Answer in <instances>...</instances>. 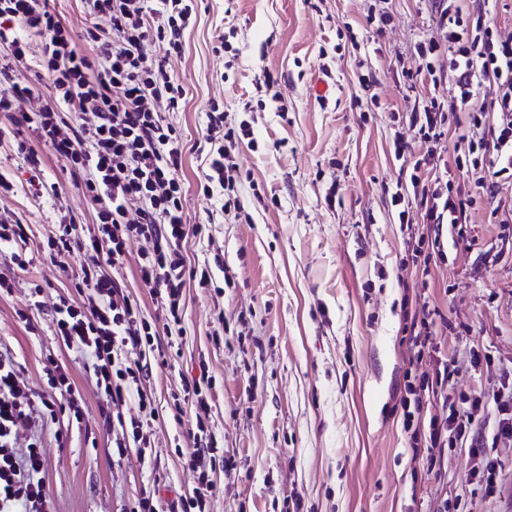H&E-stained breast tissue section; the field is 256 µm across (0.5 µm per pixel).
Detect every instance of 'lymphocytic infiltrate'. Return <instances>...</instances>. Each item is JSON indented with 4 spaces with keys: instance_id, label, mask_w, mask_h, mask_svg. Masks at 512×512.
I'll list each match as a JSON object with an SVG mask.
<instances>
[{
    "instance_id": "f902f5d3",
    "label": "lymphocytic infiltrate",
    "mask_w": 512,
    "mask_h": 512,
    "mask_svg": "<svg viewBox=\"0 0 512 512\" xmlns=\"http://www.w3.org/2000/svg\"><path fill=\"white\" fill-rule=\"evenodd\" d=\"M92 13L108 17L109 28L88 25L74 30L52 11L49 0H0V45L10 58L0 57V112L11 113V129L0 127V141L9 140L26 163L32 179L43 172V158L30 144L38 139L63 158L82 177L84 195L99 205L93 230L80 231L72 219L60 218L48 247L53 259L81 254L84 261L77 289L86 290L83 304L60 298L54 306L55 334L72 350L91 355L96 386L116 412L112 416L113 453L144 451L151 441L144 424L155 419L157 408L143 386L152 371L154 334L139 304L122 291L118 278L126 264L129 242H140L137 267L142 283L161 305L164 335L181 323L187 279L209 284V270L186 268L182 243L200 226L184 220V195L177 177L182 165L183 140L167 115L179 111L185 90L170 73L167 57L181 53L183 35L194 12L193 0H89ZM433 21L441 36L415 46L416 70L402 71L403 79L430 77L440 85L454 81L452 103L432 97L422 108L408 112L409 125L425 143L445 135L448 115L463 112L467 132L461 133V155L454 168L483 170L496 180L512 179V41L499 37L486 14L465 10L460 0H434ZM42 34L32 48L25 30ZM165 44L166 57L147 62V42ZM89 44L91 53L79 50ZM35 58L48 77L53 95L32 112L17 110L19 99L31 89L22 84L17 68ZM204 140L210 149L199 190L220 197L222 212H241L233 153L240 135L224 120L219 105L206 113ZM413 164L409 187H397L391 204L400 223H409L411 208H419L427 226L426 247H414L415 256L431 262L444 257L443 225L466 223L472 199L441 184L427 185ZM48 390L33 400L18 370L17 360L0 351V512H53L46 483L49 467L38 440L18 448L45 417L56 414L59 396H66L69 415L82 422L83 409L72 396L66 366L52 362L44 368ZM439 371L423 374L413 397L403 403V425L412 449L441 448L469 436V451L479 456L484 442L471 436V409L452 401ZM212 387L208 367L184 379L185 400L196 412V429L179 455L185 468L196 473L192 491L181 495L173 512H206L214 482L205 470L212 447L206 422ZM135 400L138 412L129 416L122 407ZM440 402L442 415L428 414L429 401Z\"/></svg>"
}]
</instances>
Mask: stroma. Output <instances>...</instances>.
I'll use <instances>...</instances> for the list:
<instances>
[{
    "mask_svg": "<svg viewBox=\"0 0 512 512\" xmlns=\"http://www.w3.org/2000/svg\"><path fill=\"white\" fill-rule=\"evenodd\" d=\"M181 55L169 69L185 89L168 119L185 144L180 180L187 224L203 231L182 244L190 267L212 265L208 288L187 282L177 341H154L156 364L145 388L158 415L145 453L112 457V408L97 388L91 358L68 350L53 334L59 297L83 301L75 288L82 255L59 267L47 240L60 212L94 227L98 206L79 175L43 142L36 195L10 142H0V175L14 185L0 195V214L25 228L27 268L15 248L0 245V346L16 357L24 380L46 390L48 360L65 365L84 409L82 423L45 422L33 435L49 457L46 481L56 512H132L143 489L159 491V512L196 482L178 448L195 426L192 407L175 408L181 379L207 364L214 386L208 427L215 444L217 486L209 512H512V440L495 435V413L475 426L497 464L494 493L470 484L481 465L467 447L435 449V469L414 473L402 426L401 400L422 373L445 369L456 394L492 397L512 385V184L486 193L475 175L457 184L475 198L461 232L444 233L445 261L422 268L409 248L426 228L418 211L399 224L391 193L408 182L410 159L435 179L452 159L458 133L426 148L412 128L409 160L396 158L395 113L411 111L435 91L430 79L399 82L417 66L414 47L438 37L430 0H197ZM388 11L376 30L368 14ZM353 26L358 45L339 39ZM225 38L238 57L218 54ZM370 75L361 85L360 75ZM273 84H266V77ZM329 86L327 101L312 94ZM265 109H258V101ZM226 122L247 121L249 140L236 152L243 217L213 224L218 202L198 190L205 166L202 133L211 104ZM253 111H245V104ZM122 280L145 318L162 311L137 272L138 243L128 247ZM223 268H215V258ZM235 277L225 287V273ZM40 297H32L33 285ZM428 307L447 320L436 350L415 346L405 331ZM225 327L226 342L214 329ZM232 468H225V459Z\"/></svg>",
    "mask_w": 512,
    "mask_h": 512,
    "instance_id": "stroma-1",
    "label": "stroma"
}]
</instances>
